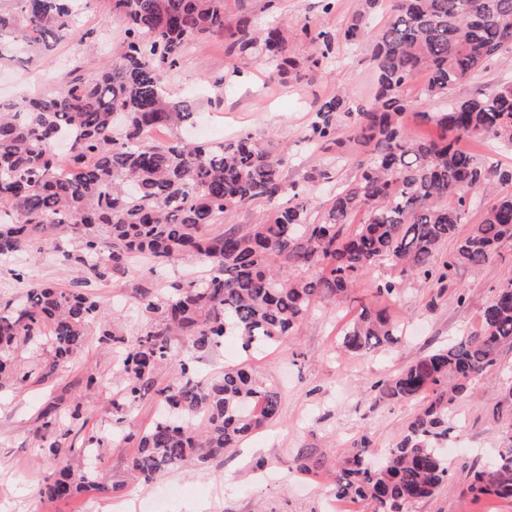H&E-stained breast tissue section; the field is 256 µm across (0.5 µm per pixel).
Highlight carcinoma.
<instances>
[{
    "label": "carcinoma",
    "mask_w": 512,
    "mask_h": 512,
    "mask_svg": "<svg viewBox=\"0 0 512 512\" xmlns=\"http://www.w3.org/2000/svg\"><path fill=\"white\" fill-rule=\"evenodd\" d=\"M99 0H0V68L17 56L36 62L65 40L74 18ZM124 31L92 76L77 74L59 90L0 101V257L36 245L80 243L66 261L88 270L81 288L31 285L26 298L0 311V388L39 384L81 350L90 331L114 343L124 339L104 326L102 308L87 291L140 260L152 269L175 260L209 263L202 281H175L165 292L139 289L148 324L135 343L119 351L122 396L112 400L121 422L130 405L154 392L164 412L139 439L132 470L145 482L188 460L216 463L255 429L277 417L280 394L247 366L228 367L221 378L201 381L182 342L207 353L233 337L250 352L292 336L318 300H342L371 268L388 262L409 277L452 282L462 269L478 270L512 240V172L463 150L462 137L512 147V81L477 85L491 66L512 64V0H391L390 15L371 34L368 16L379 0H358L345 26L308 25L294 32L255 29L242 16L226 21L228 0H107ZM224 36L226 52L261 57L270 76L297 82L325 69L340 42L371 44L378 74L374 98L356 107L337 93L316 105L307 142L340 151L341 128L361 146L355 174L311 219L312 187L335 173L316 167L304 182L286 179L284 150L246 134L203 143L179 137L157 141L158 126L189 122L196 103L174 98L167 78L186 47ZM311 44L298 58L293 43ZM424 98L473 84L463 99L441 112H415L421 124L442 129L421 137L407 124L413 109L404 88L417 74ZM289 197L292 203L277 202ZM485 201L479 222L469 221L475 199ZM265 205L260 219L222 229L224 214ZM366 219L347 232L359 213ZM452 249L439 258L443 246ZM295 275H288V268ZM478 324L459 340L439 346L375 385L379 398L418 401L401 439L379 463L370 441L354 440L333 471L336 496L368 500L375 512H404L448 480V443L455 403L499 367L512 349V275L492 289ZM401 331L386 311L366 306L345 331L351 353L389 351ZM48 349L38 363L14 373L19 346ZM168 384L153 389L162 369ZM85 394L46 407L40 418L48 450H62L59 417L87 424ZM512 430V386L495 404ZM306 472L324 466L315 447L299 452ZM114 489L103 471L69 463L46 487L50 500L80 491ZM475 495L512 502V442L473 473Z\"/></svg>",
    "instance_id": "obj_1"
}]
</instances>
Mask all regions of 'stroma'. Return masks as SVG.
<instances>
[{"instance_id": "stroma-1", "label": "stroma", "mask_w": 512, "mask_h": 512, "mask_svg": "<svg viewBox=\"0 0 512 512\" xmlns=\"http://www.w3.org/2000/svg\"><path fill=\"white\" fill-rule=\"evenodd\" d=\"M356 9L355 0H336V10L326 15L319 0H278L275 10L263 8V0H233L230 17L250 16L255 28L272 24L343 25ZM110 29L122 35L121 21L112 16L105 0L83 13L66 41L39 65L18 57L11 65L9 82L0 84V96L9 98L59 87L67 77L62 61L84 59L94 72L99 59H85L80 46L84 34ZM335 63L315 83L306 85L276 81L263 63L230 57L223 38L191 44L169 84L173 96L191 97L197 103L193 125L209 126L216 137L232 139L243 134L274 139L288 149L289 180L302 181L311 168L330 166L337 184L350 180L355 169L335 154L313 150L305 137L314 120L316 100L348 93L352 104L373 98L377 72L370 60L368 43H339ZM28 281L66 287L76 281L75 269L66 266L60 253L32 248L14 257H0V310L17 305ZM206 264H175L162 276L153 277L147 265L135 264L124 275L93 284L108 329L127 341H135L147 320L137 310L135 295L145 281L164 287L174 278L207 276ZM512 274V240L503 242L491 262L479 270H463L454 284L439 286L422 279L402 280L394 299L378 296L376 285L400 278L398 268L384 263L373 267L343 302H318L298 326L295 336L246 358L234 338L205 354L194 365L201 379L222 377L225 368L250 362L275 385L281 407L275 420L234 448L226 449L222 462L202 468L187 462L152 483L137 480L130 462L136 437L158 418L161 407L153 398L131 406L123 422L112 417V401L119 388L116 348L91 340L78 354L44 382L0 391V512H326L334 495L333 479L325 473L313 478L300 474L295 458L304 447L323 448L328 461L344 455L360 436L370 440L373 454H384L399 440L418 411L414 402L379 399L374 381L391 376L429 350L462 336L475 325L492 295V288ZM383 309L402 329L396 352L370 351L348 354L339 347L343 327L361 306ZM501 368L477 381L471 393L460 399L452 420L456 426L448 439L449 481L428 499L408 505L407 512H512V503L491 496H474L468 489L470 470L482 465L512 440V429L497 419L494 405L500 389L512 385V350L504 351ZM95 373L102 386L87 399V430L103 439L98 466L107 472L112 491L80 492L52 501L44 488L64 464V456H52L38 447L39 413L58 398L82 392V380Z\"/></svg>"}]
</instances>
